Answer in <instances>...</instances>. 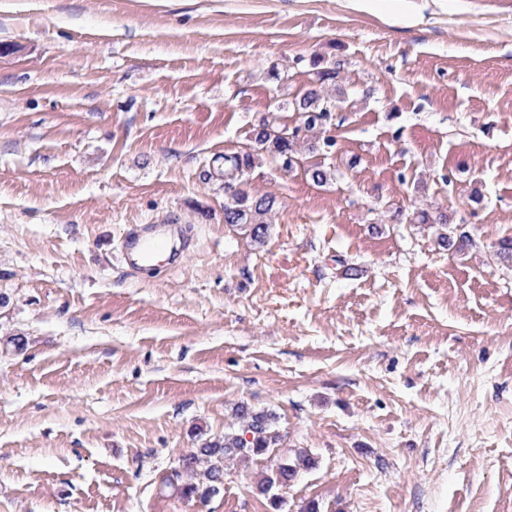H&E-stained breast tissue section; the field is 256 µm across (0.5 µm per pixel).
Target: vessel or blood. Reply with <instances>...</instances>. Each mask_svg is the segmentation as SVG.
I'll use <instances>...</instances> for the list:
<instances>
[{"mask_svg":"<svg viewBox=\"0 0 512 512\" xmlns=\"http://www.w3.org/2000/svg\"><path fill=\"white\" fill-rule=\"evenodd\" d=\"M194 235L187 224H132L122 239V254L132 272L153 270L159 255H166L169 266H177L180 259L194 246Z\"/></svg>","mask_w":512,"mask_h":512,"instance_id":"obj_1","label":"vessel or blood"}]
</instances>
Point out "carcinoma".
Instances as JSON below:
<instances>
[{
	"label": "carcinoma",
	"mask_w": 512,
	"mask_h": 512,
	"mask_svg": "<svg viewBox=\"0 0 512 512\" xmlns=\"http://www.w3.org/2000/svg\"><path fill=\"white\" fill-rule=\"evenodd\" d=\"M311 65L313 81L292 102L293 110L302 117L295 132L283 136L281 132L288 129V125L275 124L265 119L254 133L255 151L224 155V190L231 191L224 204V223L249 229L251 237L256 241L265 237L267 216L274 208L275 199L268 196L253 197L237 188L244 174L254 166L255 154L264 152L280 159L286 166L291 165L302 134L318 124H326L331 113L336 111V104L324 97L323 88L337 82L341 66L318 55L312 58ZM235 417L239 423L238 429L224 432L221 439H206L199 447L181 456L169 488L184 497L204 499L213 496L224 485L226 462L264 456L278 444L280 434L273 413L241 403L235 408ZM313 466L315 459L307 453L283 458L278 469L257 482V494L268 501L273 512H280L283 500L279 491L290 485L299 470Z\"/></svg>",
	"instance_id": "carcinoma-1"
}]
</instances>
